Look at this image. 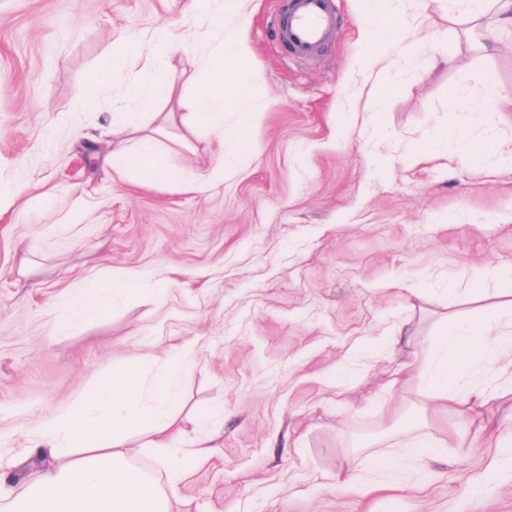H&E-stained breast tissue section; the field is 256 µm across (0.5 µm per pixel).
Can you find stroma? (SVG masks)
I'll return each instance as SVG.
<instances>
[{
    "mask_svg": "<svg viewBox=\"0 0 512 512\" xmlns=\"http://www.w3.org/2000/svg\"><path fill=\"white\" fill-rule=\"evenodd\" d=\"M335 2L336 35L307 58L274 39L281 0L225 6L258 115L247 149L165 123L188 180L216 150L233 164L199 193L113 169L112 93L95 74L118 35L168 27L187 50L158 109L189 111L206 14L187 0H0V454L100 378L187 344L171 445L205 435L216 449L181 484L179 512H388L336 473L393 444L414 474L395 512H512V392L482 430L428 404L420 381L382 388L407 359L394 323L437 335L486 307V267L512 266V173L492 165L512 137V29L488 20L471 37L451 0H405L396 24L426 40L379 83L361 50L366 0ZM442 46L452 64L436 61ZM463 88L468 106L449 111ZM458 128L482 162L458 153ZM125 270L144 274L140 292L59 327L71 288ZM423 424L448 439L425 469L401 445Z\"/></svg>",
    "mask_w": 512,
    "mask_h": 512,
    "instance_id": "obj_1",
    "label": "stroma"
}]
</instances>
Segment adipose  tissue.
<instances>
[{"label": "adipose tissue", "mask_w": 512, "mask_h": 512, "mask_svg": "<svg viewBox=\"0 0 512 512\" xmlns=\"http://www.w3.org/2000/svg\"><path fill=\"white\" fill-rule=\"evenodd\" d=\"M403 0H370L366 18L370 68L390 74L393 63L385 49L395 47L415 53L422 40L418 29L378 24L381 15L400 13ZM224 11L216 9L210 21L216 33L212 54L203 66L188 114L187 129L195 134L209 128L223 129L224 113L236 110L240 121L233 132L241 144L253 137L254 114L250 107L259 92L250 78L247 42L241 33L224 29ZM172 52L167 34H160L152 49L139 53L125 37H118L111 57L96 74L97 83H112V124L119 134L111 141L113 167L136 165L139 177L150 184L178 185L180 171L168 160L157 137L141 129L159 99L170 96L165 66ZM138 65L140 85L136 111H128L129 88L114 85L116 74ZM142 283L137 272L113 277L110 288L99 281H86L83 288L68 293L71 315L94 318L107 294L128 296ZM501 316L499 303L467 321H451L439 334L422 339L410 335L406 323L393 328L392 342L412 348L419 374L427 383L429 400L447 408L457 417L470 418L492 398L488 385L461 389L460 383L476 364L498 365L512 371V340L491 342L490 335ZM183 360L180 354L161 361L147 359L143 366L112 373L80 395L73 405L39 420L21 447L10 449L0 459V507L5 512H171L177 501V486L191 473L197 460L211 457L212 440H201L193 455H182L169 447L166 433L172 419L175 388ZM147 427L153 432L150 449L159 457L167 474L159 484L131 465L125 446L126 431ZM354 470L372 469L375 479L364 483L367 492H385L407 486L409 472L397 456L386 453L371 460L354 462Z\"/></svg>", "instance_id": "1"}]
</instances>
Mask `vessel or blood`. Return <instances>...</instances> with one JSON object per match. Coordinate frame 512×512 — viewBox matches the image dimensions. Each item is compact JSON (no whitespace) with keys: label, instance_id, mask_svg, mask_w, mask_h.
Instances as JSON below:
<instances>
[{"label":"vessel or blood","instance_id":"vessel-or-blood-1","mask_svg":"<svg viewBox=\"0 0 512 512\" xmlns=\"http://www.w3.org/2000/svg\"><path fill=\"white\" fill-rule=\"evenodd\" d=\"M275 25L286 51L313 54L336 29L334 0H288L285 15L276 18Z\"/></svg>","mask_w":512,"mask_h":512}]
</instances>
